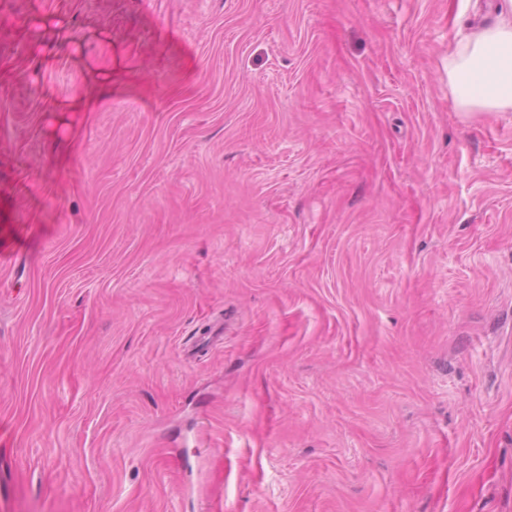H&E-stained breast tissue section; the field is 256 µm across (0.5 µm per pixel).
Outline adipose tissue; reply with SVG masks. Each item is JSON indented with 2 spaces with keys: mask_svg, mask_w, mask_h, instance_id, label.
I'll use <instances>...</instances> for the list:
<instances>
[{
  "mask_svg": "<svg viewBox=\"0 0 512 512\" xmlns=\"http://www.w3.org/2000/svg\"><path fill=\"white\" fill-rule=\"evenodd\" d=\"M448 84L459 111H512V0L449 49Z\"/></svg>",
  "mask_w": 512,
  "mask_h": 512,
  "instance_id": "adipose-tissue-1",
  "label": "adipose tissue"
}]
</instances>
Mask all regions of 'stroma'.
<instances>
[{
    "instance_id": "stroma-1",
    "label": "stroma",
    "mask_w": 512,
    "mask_h": 512,
    "mask_svg": "<svg viewBox=\"0 0 512 512\" xmlns=\"http://www.w3.org/2000/svg\"><path fill=\"white\" fill-rule=\"evenodd\" d=\"M497 0H0V512H512ZM496 21L448 50V84L460 112L512 111V1Z\"/></svg>"
}]
</instances>
